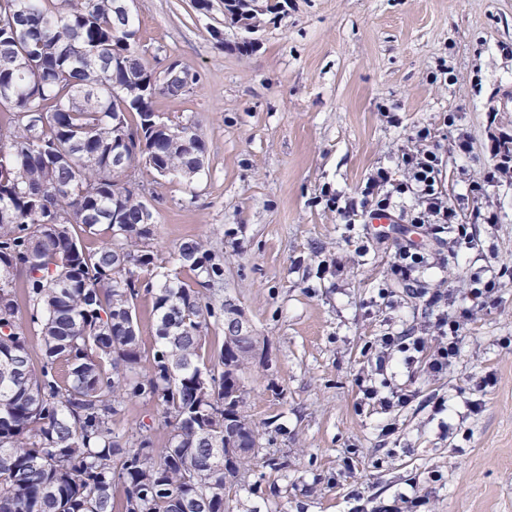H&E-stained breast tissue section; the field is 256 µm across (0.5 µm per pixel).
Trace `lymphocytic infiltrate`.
I'll use <instances>...</instances> for the list:
<instances>
[{
  "instance_id": "1",
  "label": "lymphocytic infiltrate",
  "mask_w": 512,
  "mask_h": 512,
  "mask_svg": "<svg viewBox=\"0 0 512 512\" xmlns=\"http://www.w3.org/2000/svg\"><path fill=\"white\" fill-rule=\"evenodd\" d=\"M434 134L429 127L415 129V146L403 152L398 159L402 176H395L393 169L379 167L366 179L356 195L347 199L340 212L350 217L360 211H402L410 223L425 227L437 243L435 249H418L407 245L396 249L390 264V272L397 282L409 287L416 298L422 299L426 309L437 310L435 325L441 336L434 348H427L422 337L407 334H387L381 342L386 351H397L404 364L417 362L421 353H428L427 367L431 372H447L460 354L461 329L467 318L470 304L484 303L497 292L499 274L494 268H483L470 276L466 296L467 306L459 313L448 314L443 309L449 299L448 292L429 288L418 280L424 270L448 263L449 256L480 249L479 239L468 233L469 223L497 224V212H464L463 208L450 203L439 185L442 158L433 143ZM494 161L480 180L472 182L468 191L472 198L484 196L487 188L512 180V140L494 141L491 147Z\"/></svg>"
}]
</instances>
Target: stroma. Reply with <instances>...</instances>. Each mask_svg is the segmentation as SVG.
Wrapping results in <instances>:
<instances>
[{"mask_svg": "<svg viewBox=\"0 0 512 512\" xmlns=\"http://www.w3.org/2000/svg\"><path fill=\"white\" fill-rule=\"evenodd\" d=\"M198 2L133 0L148 66L195 78L153 108L193 124L206 147L193 180L142 163L136 177L159 253L208 241L224 256L215 299L234 300L267 340V366L244 385L259 453L277 467L247 476L233 512H375L403 495L424 498L425 512H512V184L467 198L491 163L490 136H512V0H288L250 26L225 21L224 0ZM423 125L436 131L449 200L501 221L474 225L482 251L422 281L459 300L476 268H508L441 375L421 361L378 370L374 351L387 332L425 333L428 314L389 275L398 244H426L424 232H373L367 216L349 221L327 203L395 166ZM461 130L473 142L463 158L452 150ZM489 373L495 384L479 390ZM360 377L412 400L383 409Z\"/></svg>", "mask_w": 512, "mask_h": 512, "instance_id": "1", "label": "stroma"}]
</instances>
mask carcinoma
I'll list each match as a JSON object with an SVG mask.
<instances>
[{"label":"carcinoma","mask_w":512,"mask_h":512,"mask_svg":"<svg viewBox=\"0 0 512 512\" xmlns=\"http://www.w3.org/2000/svg\"><path fill=\"white\" fill-rule=\"evenodd\" d=\"M44 2L0 0V512H195L196 498L230 512L226 491L259 455L243 378L267 340L206 351L232 307L211 302L224 265L191 239L168 263L192 281L164 269L140 185L112 167L124 144L191 179L205 143L152 121L168 89L135 47L127 0ZM142 289L157 321L145 372ZM133 400L160 408L163 447L150 425L119 428Z\"/></svg>","instance_id":"obj_1"}]
</instances>
